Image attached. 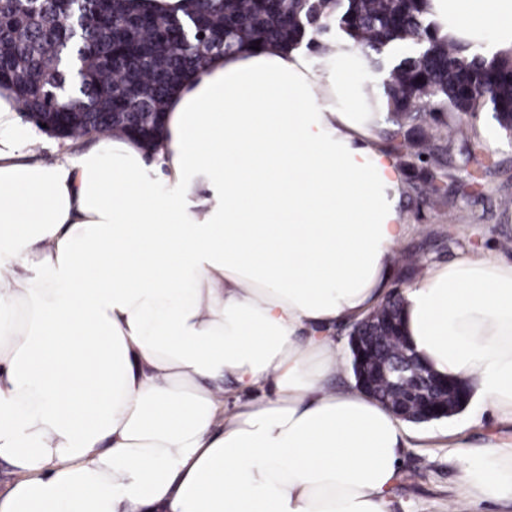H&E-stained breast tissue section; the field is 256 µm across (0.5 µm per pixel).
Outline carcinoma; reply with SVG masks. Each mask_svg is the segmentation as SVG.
Listing matches in <instances>:
<instances>
[{"instance_id": "carcinoma-1", "label": "carcinoma", "mask_w": 512, "mask_h": 512, "mask_svg": "<svg viewBox=\"0 0 512 512\" xmlns=\"http://www.w3.org/2000/svg\"><path fill=\"white\" fill-rule=\"evenodd\" d=\"M428 0H197L195 13L208 50L186 46L179 32L157 24L139 0H0V85L15 91L28 117L40 116L80 139L104 135L113 124L143 125L161 111L173 87L211 54L245 41H281L318 47L336 28L365 58L387 73L384 93L392 127L385 140L399 159L427 167L408 192L436 205L448 182L468 170L473 151L461 116L490 106L498 126L512 135V57L488 58L438 36ZM85 20L83 37H71L74 15ZM87 56L83 86L74 99L60 94L64 64ZM402 302L384 301L352 328L349 345L357 386L415 423L449 418L468 403L465 385L427 368L418 380L402 366L417 356L401 333Z\"/></svg>"}]
</instances>
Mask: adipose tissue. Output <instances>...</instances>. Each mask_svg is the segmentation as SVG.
I'll return each instance as SVG.
<instances>
[{"mask_svg":"<svg viewBox=\"0 0 512 512\" xmlns=\"http://www.w3.org/2000/svg\"><path fill=\"white\" fill-rule=\"evenodd\" d=\"M429 12L512 56V0ZM163 112L152 143L47 164L0 87V512H388L404 426L328 387L408 230L380 75L342 34L245 43ZM403 298L421 361L512 421V261L430 265ZM458 481L512 500V444L461 452Z\"/></svg>","mask_w":512,"mask_h":512,"instance_id":"ef3b65f1","label":"adipose tissue"}]
</instances>
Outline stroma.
I'll return each instance as SVG.
<instances>
[{"label": "stroma", "instance_id": "obj_1", "mask_svg": "<svg viewBox=\"0 0 512 512\" xmlns=\"http://www.w3.org/2000/svg\"><path fill=\"white\" fill-rule=\"evenodd\" d=\"M485 133L482 154L493 155L498 166L485 186L455 197L452 204L434 206L405 196L404 218L411 231L402 243L405 252L423 253L428 262L447 263L461 253L505 255L504 240L512 239V209L500 200L512 196V136L506 135L491 113L476 119ZM453 419L408 424L406 445L401 451L402 477L390 495L389 512H448L457 494L458 459L448 448Z\"/></svg>", "mask_w": 512, "mask_h": 512}]
</instances>
